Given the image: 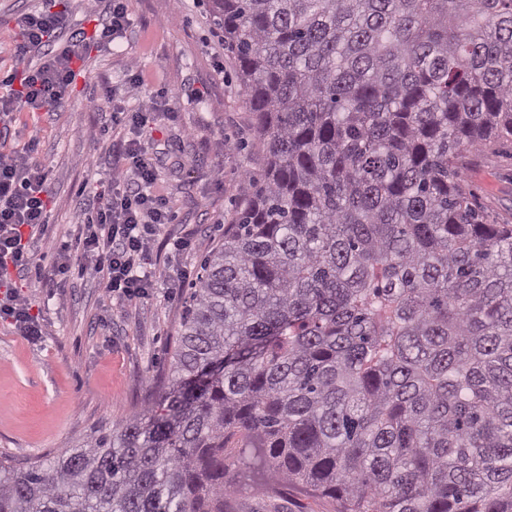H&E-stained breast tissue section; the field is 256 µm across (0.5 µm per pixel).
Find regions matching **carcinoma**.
<instances>
[{"label":"carcinoma","instance_id":"carcinoma-1","mask_svg":"<svg viewBox=\"0 0 512 512\" xmlns=\"http://www.w3.org/2000/svg\"><path fill=\"white\" fill-rule=\"evenodd\" d=\"M265 154L193 284L169 391L0 512H512V224L463 173L512 136V0H208ZM237 458L236 479H225ZM266 486H244L228 494L232 512H339V503L328 496L311 494L301 485L269 476ZM271 487L275 489L272 491Z\"/></svg>","mask_w":512,"mask_h":512}]
</instances>
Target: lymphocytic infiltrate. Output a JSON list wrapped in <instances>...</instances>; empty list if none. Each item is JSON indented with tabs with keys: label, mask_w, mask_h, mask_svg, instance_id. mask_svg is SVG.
<instances>
[{
	"label": "lymphocytic infiltrate",
	"mask_w": 512,
	"mask_h": 512,
	"mask_svg": "<svg viewBox=\"0 0 512 512\" xmlns=\"http://www.w3.org/2000/svg\"><path fill=\"white\" fill-rule=\"evenodd\" d=\"M17 26L22 36L19 58L37 55L42 63L0 77V119L7 121L19 109L39 111L59 102L76 77L73 65L86 47L85 36L78 33L63 47L51 48L50 40L64 28L65 19L49 9L21 14ZM127 151L132 166L97 180L92 215L79 225L74 244L59 245L50 282L64 280L70 270L69 253L77 248L103 272L110 295L140 298L151 288L146 268L149 243L167 222V201L155 189L156 166L140 140L130 139ZM48 179L49 171L41 162L0 155V278L34 260L25 231L48 221Z\"/></svg>",
	"instance_id": "obj_1"
}]
</instances>
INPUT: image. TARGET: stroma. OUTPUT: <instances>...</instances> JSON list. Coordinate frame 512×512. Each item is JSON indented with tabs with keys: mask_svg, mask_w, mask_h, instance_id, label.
Listing matches in <instances>:
<instances>
[{
	"mask_svg": "<svg viewBox=\"0 0 512 512\" xmlns=\"http://www.w3.org/2000/svg\"><path fill=\"white\" fill-rule=\"evenodd\" d=\"M55 2L71 29L93 35L109 19V0H0V75L15 70L16 16ZM122 37L87 49L61 105L16 113L0 129V154L23 158L30 139L50 169L49 222L35 229L34 263L10 289L38 314L43 334L20 335L0 320V460L20 466L50 459L78 438L147 408L166 387L191 285L206 255L224 240L245 201V175L261 178L263 157L234 59L200 0H127ZM137 65L141 88L129 85ZM175 107L140 140L155 159L169 222L153 243L155 286L144 298H107L102 275L79 251L61 286L46 285L53 243L73 241L91 212L87 187L109 169H126L127 127L113 108ZM464 172L491 224H512V141L473 151ZM192 238L190 248L178 240ZM232 512H339L336 499L270 477L227 496Z\"/></svg>",
	"mask_w": 512,
	"mask_h": 512,
	"instance_id": "obj_1",
	"label": "stroma"
}]
</instances>
